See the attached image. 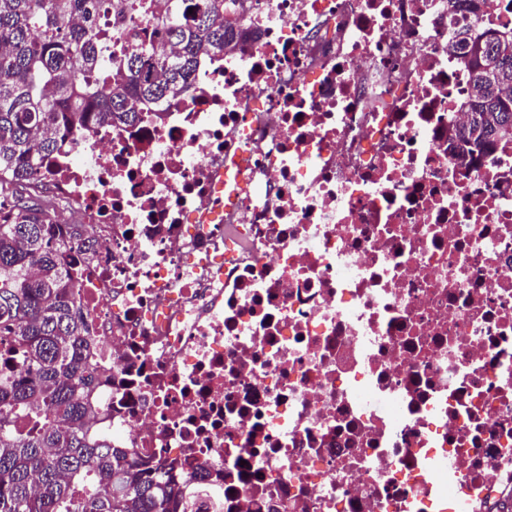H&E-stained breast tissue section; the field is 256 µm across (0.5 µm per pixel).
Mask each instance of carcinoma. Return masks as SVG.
<instances>
[{
	"label": "carcinoma",
	"mask_w": 512,
	"mask_h": 512,
	"mask_svg": "<svg viewBox=\"0 0 512 512\" xmlns=\"http://www.w3.org/2000/svg\"><path fill=\"white\" fill-rule=\"evenodd\" d=\"M115 1L121 28L109 19ZM236 2L0 0V512H187L177 461L143 460L93 431L105 374L67 270L86 229L77 217L55 223L40 163L75 133L131 125L186 96L205 63L248 40ZM483 3L448 0V13ZM144 19L158 40L115 58ZM448 51L463 55L476 88L468 124L448 129V152L468 166L512 141L498 134L512 129V29H456Z\"/></svg>",
	"instance_id": "cac0c4a2"
}]
</instances>
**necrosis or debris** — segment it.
Here are the masks:
<instances>
[{
  "label": "necrosis or debris",
  "instance_id": "1",
  "mask_svg": "<svg viewBox=\"0 0 512 512\" xmlns=\"http://www.w3.org/2000/svg\"><path fill=\"white\" fill-rule=\"evenodd\" d=\"M191 94L42 174L114 447L210 475L195 512H499L512 494V142L448 151L455 26L512 0H242Z\"/></svg>",
  "mask_w": 512,
  "mask_h": 512
}]
</instances>
